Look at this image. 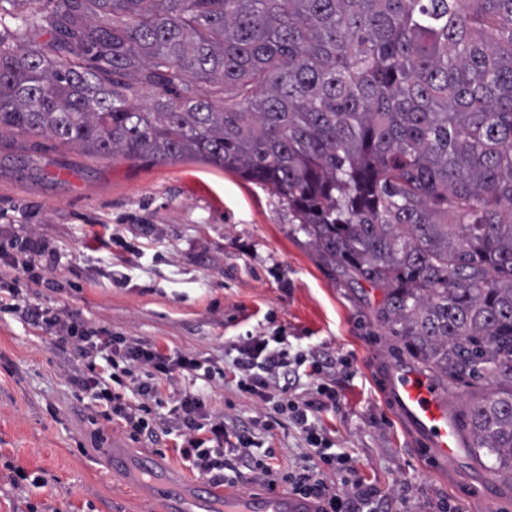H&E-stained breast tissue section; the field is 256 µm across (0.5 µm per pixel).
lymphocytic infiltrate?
<instances>
[{"mask_svg": "<svg viewBox=\"0 0 512 512\" xmlns=\"http://www.w3.org/2000/svg\"><path fill=\"white\" fill-rule=\"evenodd\" d=\"M13 248L24 254L23 266L32 281H39L42 273L53 270L58 264L56 250L39 237H22L15 241ZM2 313L18 316L45 329L60 347L73 350L83 367L70 373V385L89 398L95 416L109 422L120 421L135 439L151 431L148 417L153 403L158 400L162 381L183 372L209 381L217 373L210 363L165 352L156 344L137 338L111 335L103 328L75 319L66 310L50 311L36 303L21 302L10 288L0 289ZM289 365L287 352L269 348L265 337H247L240 347L237 362L242 374L239 385L245 392L263 400L268 398L271 385H278L289 419L312 448L317 464L279 473L265 457L251 452L246 425H227L223 415L209 413L202 395L191 392L180 398L168 420L163 421L164 432L176 433L183 460L192 471L214 484H225L224 456L230 453L248 470L251 478L261 479L272 488L286 483L289 493L314 502L316 512H375L373 489L354 479L344 457L333 452L331 441L310 420L314 413L335 405V390L320 383L312 389L310 397H295V381ZM118 366L123 367L129 379L132 399L112 393L107 385L109 369ZM336 479L351 487V494L341 496L333 491L331 483Z\"/></svg>", "mask_w": 512, "mask_h": 512, "instance_id": "lymphocytic-infiltrate-1", "label": "lymphocytic infiltrate"}]
</instances>
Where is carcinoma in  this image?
<instances>
[{
    "instance_id": "cac0c4a2",
    "label": "carcinoma",
    "mask_w": 512,
    "mask_h": 512,
    "mask_svg": "<svg viewBox=\"0 0 512 512\" xmlns=\"http://www.w3.org/2000/svg\"><path fill=\"white\" fill-rule=\"evenodd\" d=\"M39 2L0 0V133L271 188L512 471V0Z\"/></svg>"
}]
</instances>
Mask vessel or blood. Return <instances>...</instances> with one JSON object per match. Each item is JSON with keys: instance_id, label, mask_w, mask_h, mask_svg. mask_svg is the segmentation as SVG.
<instances>
[{"instance_id": "b4317fda", "label": "vessel or blood", "mask_w": 512, "mask_h": 512, "mask_svg": "<svg viewBox=\"0 0 512 512\" xmlns=\"http://www.w3.org/2000/svg\"><path fill=\"white\" fill-rule=\"evenodd\" d=\"M390 389L397 410L424 436L433 454L451 463L467 446L456 420L448 412L446 394L432 380L410 371L392 377ZM100 464L110 470L130 469L135 476H150L164 487L161 512H313L308 500L291 494L255 500L245 495L219 496L214 486L185 490L166 475L159 459L150 455L138 458L117 448H104Z\"/></svg>"}]
</instances>
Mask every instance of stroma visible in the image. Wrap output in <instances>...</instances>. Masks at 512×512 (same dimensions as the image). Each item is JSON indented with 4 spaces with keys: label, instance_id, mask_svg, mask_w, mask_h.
<instances>
[{
    "label": "stroma",
    "instance_id": "stroma-1",
    "mask_svg": "<svg viewBox=\"0 0 512 512\" xmlns=\"http://www.w3.org/2000/svg\"><path fill=\"white\" fill-rule=\"evenodd\" d=\"M35 235L59 254L50 286L0 262V286L48 309L156 343L223 369L206 382H162V412L200 392L226 422L249 425L255 455L273 450L288 470L306 444L272 404L241 390L237 347L248 336L310 356L298 396L313 383L335 387L336 407L315 425L374 489L380 512H512V474H492L462 453L436 460L393 407L395 371L418 364L393 350L373 321L381 290L348 284L293 232L288 208L268 187L199 159L100 158L50 141L0 135V244ZM77 361L53 337L0 316V512H157L148 480L97 464L99 449L132 456L163 452L185 483L198 479L175 435L131 440L92 415L67 376Z\"/></svg>",
    "mask_w": 512,
    "mask_h": 512
}]
</instances>
